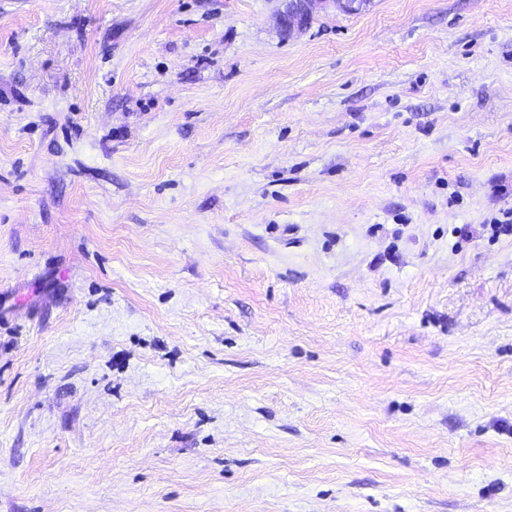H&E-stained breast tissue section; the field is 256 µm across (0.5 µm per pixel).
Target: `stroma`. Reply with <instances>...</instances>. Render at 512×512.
<instances>
[{"instance_id":"35a3bbf8","label":"stroma","mask_w":512,"mask_h":512,"mask_svg":"<svg viewBox=\"0 0 512 512\" xmlns=\"http://www.w3.org/2000/svg\"><path fill=\"white\" fill-rule=\"evenodd\" d=\"M0 0V512H512V0ZM277 13L279 26L288 34L299 33L309 26L316 10L333 7L339 12L356 14L365 10L371 0H281Z\"/></svg>"}]
</instances>
